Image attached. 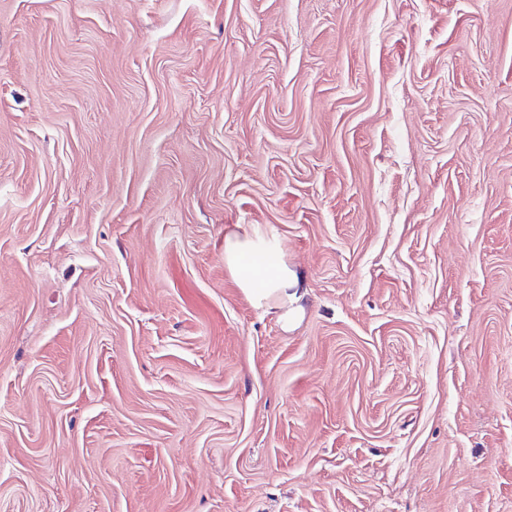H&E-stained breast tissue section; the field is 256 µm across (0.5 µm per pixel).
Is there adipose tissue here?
<instances>
[{
    "mask_svg": "<svg viewBox=\"0 0 512 512\" xmlns=\"http://www.w3.org/2000/svg\"><path fill=\"white\" fill-rule=\"evenodd\" d=\"M224 264L255 308L278 310L286 324L302 312L305 292L277 240L255 231L230 232L224 237Z\"/></svg>",
    "mask_w": 512,
    "mask_h": 512,
    "instance_id": "adipose-tissue-1",
    "label": "adipose tissue"
}]
</instances>
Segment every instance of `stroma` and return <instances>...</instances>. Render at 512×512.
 <instances>
[{
    "label": "stroma",
    "instance_id": "stroma-1",
    "mask_svg": "<svg viewBox=\"0 0 512 512\" xmlns=\"http://www.w3.org/2000/svg\"><path fill=\"white\" fill-rule=\"evenodd\" d=\"M0 512H512V0H0ZM224 265L255 308H275L286 325L303 311L305 290L277 240L257 231L230 232L224 236Z\"/></svg>",
    "mask_w": 512,
    "mask_h": 512
}]
</instances>
